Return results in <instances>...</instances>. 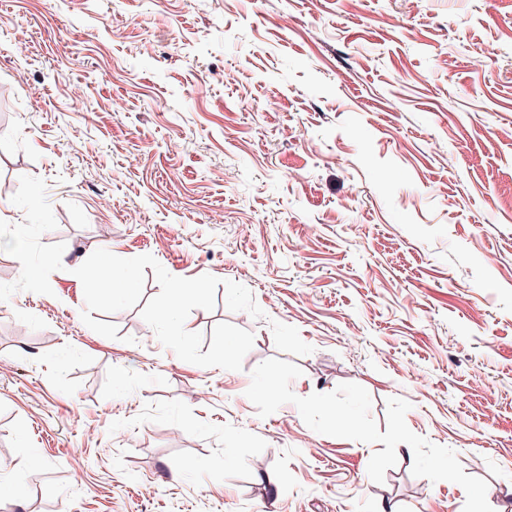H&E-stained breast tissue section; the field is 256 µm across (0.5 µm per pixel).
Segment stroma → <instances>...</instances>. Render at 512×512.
I'll return each mask as SVG.
<instances>
[{"label":"stroma","mask_w":512,"mask_h":512,"mask_svg":"<svg viewBox=\"0 0 512 512\" xmlns=\"http://www.w3.org/2000/svg\"><path fill=\"white\" fill-rule=\"evenodd\" d=\"M508 128L512 0H0V512H463L408 445L378 484L376 445L260 417L271 358L300 397L361 385L382 430L409 401L512 507ZM105 246L246 286L264 318L220 288L185 322L251 331L242 370L136 307L88 328Z\"/></svg>","instance_id":"1"}]
</instances>
